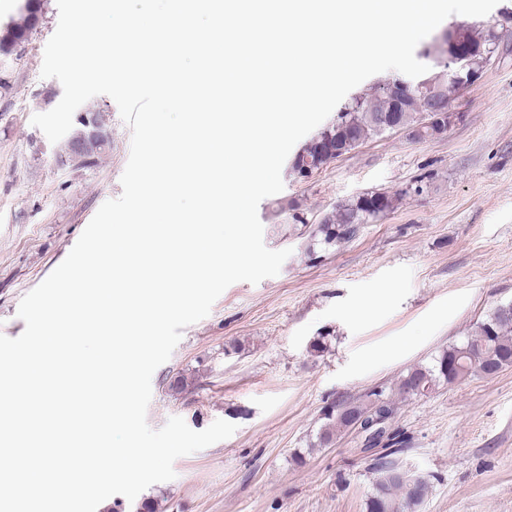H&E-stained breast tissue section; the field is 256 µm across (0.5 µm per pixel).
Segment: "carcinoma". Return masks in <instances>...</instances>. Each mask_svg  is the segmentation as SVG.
I'll return each mask as SVG.
<instances>
[{"mask_svg": "<svg viewBox=\"0 0 512 512\" xmlns=\"http://www.w3.org/2000/svg\"><path fill=\"white\" fill-rule=\"evenodd\" d=\"M34 12H20L17 20L0 28V55L10 54L23 47L37 28L35 19L43 17V0H34ZM446 43L462 45L474 64L483 61L491 49L500 44V35L491 25L481 23L459 25L452 31H444ZM401 116L409 127L421 122L423 97L414 93L401 101ZM391 109V102L376 89L369 93L352 96L342 106L336 119L320 128L306 140L290 160L291 174H297L298 162L307 157H318L316 169L326 167L336 160V149L348 154L369 138L385 131L383 117ZM402 194L381 191L362 193L341 203L326 213L310 233L308 252L328 250L353 240L361 226L377 222L394 211ZM512 367V303L501 304L477 322L471 336L453 343L442 350L429 366L411 368L402 376L398 392L412 396L411 389L419 388V395L426 396L444 384H454L471 375L493 376ZM373 397H386V389H372L363 395L346 401L361 414L373 410ZM341 403H333L323 412L322 424L316 433L313 446H326L339 433L355 428L352 421L343 416ZM396 462L386 454L376 462L373 491L366 503V512H406L419 504L428 492V483L420 478L415 487L407 489L406 483L396 476Z\"/></svg>", "mask_w": 512, "mask_h": 512, "instance_id": "cac0c4a2", "label": "carcinoma"}]
</instances>
